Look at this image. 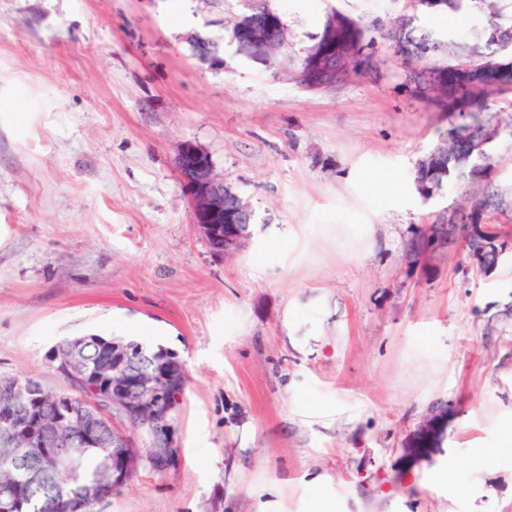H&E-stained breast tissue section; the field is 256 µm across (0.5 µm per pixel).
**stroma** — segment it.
<instances>
[{"instance_id": "35a3bbf8", "label": "stroma", "mask_w": 512, "mask_h": 512, "mask_svg": "<svg viewBox=\"0 0 512 512\" xmlns=\"http://www.w3.org/2000/svg\"><path fill=\"white\" fill-rule=\"evenodd\" d=\"M263 5L288 27L272 67L192 56L189 33L226 44ZM332 9L370 28L410 2L0 0V375L67 391L58 342L148 325L189 376L179 465L137 467L100 512H512V206L492 273L460 242L410 263L412 231L483 186L420 198L450 120L386 47L379 80L299 87ZM493 121L512 193V107ZM186 142L255 213L230 256L191 222Z\"/></svg>"}]
</instances>
